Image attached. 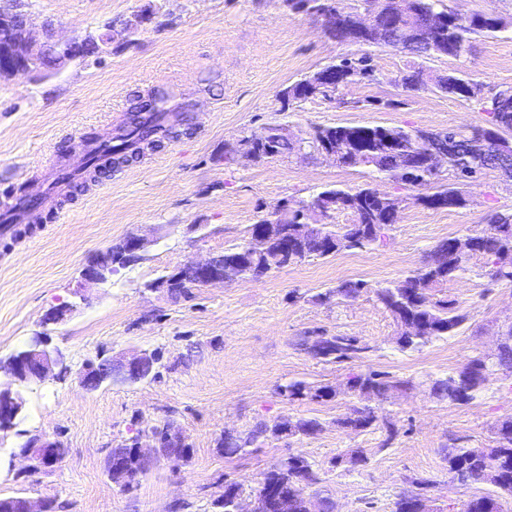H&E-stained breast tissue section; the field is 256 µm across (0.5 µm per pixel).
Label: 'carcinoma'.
Listing matches in <instances>:
<instances>
[{
	"label": "carcinoma",
	"instance_id": "cac0c4a2",
	"mask_svg": "<svg viewBox=\"0 0 512 512\" xmlns=\"http://www.w3.org/2000/svg\"><path fill=\"white\" fill-rule=\"evenodd\" d=\"M448 14V22L438 35L428 39L421 33L429 25L431 15ZM352 26L351 13L336 12L335 27L328 30L330 38L340 42L347 38ZM373 27L382 28L380 44L398 50L412 58H431L437 50L445 57L461 60L467 58L474 36H490L504 28L502 19L490 13L459 15L448 9L444 0H414L413 13L399 16L394 3L382 0ZM327 75L322 90L299 80L292 84V101L305 102L320 97L336 100L341 91L362 78L372 76L370 58L343 59L321 68ZM402 85L408 91L426 88L424 70L411 66L402 76ZM483 83L462 73L448 74L446 93L462 101H477L487 113L484 127L446 129L423 132L421 129L386 127L381 125H337L316 128L314 139L301 143L286 136L280 138L272 157L306 150L317 155L325 145L337 144L345 149L360 152L371 151L368 170L371 178H387L413 188L430 190L428 196L445 200V209L461 208L467 199L461 186L472 181L486 169H496L512 178V150L496 142V139L512 133V89L502 90L490 98L482 95ZM189 127L187 109L183 103H172L166 91L156 88L147 94L135 92L128 99L127 119L122 132L114 138L101 140V154L89 153L84 157L82 176L71 183L75 191L82 189L89 175L102 174L122 164L135 161L144 148H159L164 140ZM441 144L448 158L450 182L424 165L429 138ZM308 203L319 209L326 222L307 228L297 223V215L284 214V223L297 240L288 249V264L294 265L307 258H325L340 251H363L384 242L387 231L397 223L400 209L383 205L375 189L367 183L356 189L325 188L312 195ZM346 210L353 216L350 224H333L338 211ZM497 224V236L485 240L481 236H451L440 240L430 251L420 268L386 286L369 289L362 280L344 281L324 293L318 299L354 300L370 290L392 315L397 326V344L403 350H415L433 340L453 335L467 320L463 312L451 300H435L430 291L469 270L470 260L480 255L489 265L491 275L498 281L512 283V213L493 215ZM279 244H271L268 252L251 256L245 245L224 250V260H237L242 264V278L255 275L256 270L270 272L283 268L278 259ZM323 353L320 358L333 362H351L363 357L368 346L357 339L341 334L317 337ZM497 366L512 372V324L505 331V339L493 358L478 357L470 360L461 370L437 379L432 385V395L454 404H467L483 388L488 371ZM401 382L385 372L365 371L348 377L350 393L365 402L338 425L350 433H359L372 427L379 419L370 402L382 400ZM281 394L289 400L326 401L336 397V389L328 385L292 381L281 387ZM321 429L315 418H288L272 423L261 422L248 431L224 434L219 438L218 449L228 458L240 455L247 447L261 439L282 437H310ZM448 462V473L461 485L489 484L495 493L473 497L463 505L462 512H504L503 501L512 500V419L502 422L497 431V445L493 448H469L453 442L442 449ZM151 460L139 456L132 446L120 445L112 449V475L109 480L119 484L126 478L143 473L150 468ZM319 482L311 462L303 457L280 461L269 470L260 489L271 488L266 494L265 512H303L307 490ZM242 493L236 482L224 486V497L212 502L214 512H233V501ZM428 507V499L421 493L408 503L401 498L395 512H421Z\"/></svg>",
	"mask_w": 512,
	"mask_h": 512
}]
</instances>
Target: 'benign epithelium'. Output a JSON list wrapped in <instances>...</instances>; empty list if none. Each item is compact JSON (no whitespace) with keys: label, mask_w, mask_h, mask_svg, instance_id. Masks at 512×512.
I'll return each mask as SVG.
<instances>
[{"label":"benign epithelium","mask_w":512,"mask_h":512,"mask_svg":"<svg viewBox=\"0 0 512 512\" xmlns=\"http://www.w3.org/2000/svg\"><path fill=\"white\" fill-rule=\"evenodd\" d=\"M9 31L8 41L0 46V77L10 79L25 76L43 70L41 64L45 54L53 55L57 63L64 65L84 58L82 50L83 40L74 37L69 40H60L56 36L54 25L47 21L42 26L41 38L32 35L31 22L28 13L20 6L8 9L0 8V27ZM288 132L285 127L277 130L270 128L259 134H253L252 140L247 144H238V149L232 152L233 157H242L250 162L256 160L254 153L257 147H269L279 139L280 134ZM280 207L290 212L298 209L304 213L305 223L323 222L324 217L319 210L310 204H301L295 208L284 201ZM266 232L255 233L250 236L247 243L248 251L262 254L272 239L281 236L288 237V230L274 219L263 221ZM148 241L146 238L131 234L119 243L111 246L105 252L93 256L82 272V279L89 284H105L113 273V266L121 263H132L140 259ZM185 271L193 275V285L202 288L213 284H224L238 279L237 269L233 265H224L222 252H212L207 258L196 261L190 260L172 269L166 277L155 279L145 285L149 291L171 292L177 280ZM77 309L74 303H63L56 307L40 322V329L35 331L29 342L20 353H13L7 359L0 360V373L4 372L10 377V382L0 383V428L6 430L21 417L24 400L16 389L21 383L43 382L49 377H59L71 373L66 354L59 348L48 349L45 337L56 332L66 324ZM105 359L103 365L94 363L85 364L76 372L80 386L89 391L91 388H100L112 385V369L119 370L130 383L141 382L148 379L153 371L157 358L155 354L146 350H135L119 357L98 355ZM150 444L145 445L141 438H135L134 447L141 456L159 458L156 449L169 444L174 448H186V438L182 431L176 428H164L160 431L151 430L147 434ZM67 454L64 443L57 439H50L43 434H30L22 448H13L9 453L11 470L15 479H27L48 472L60 463ZM18 512H51L53 499L43 497L31 499L20 497L14 500Z\"/></svg>","instance_id":"1"}]
</instances>
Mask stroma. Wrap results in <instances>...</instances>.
Masks as SVG:
<instances>
[{
  "mask_svg": "<svg viewBox=\"0 0 512 512\" xmlns=\"http://www.w3.org/2000/svg\"><path fill=\"white\" fill-rule=\"evenodd\" d=\"M33 32L53 21L59 38L98 35L115 22L114 39L98 54L59 72L0 79V208L26 191L43 196L29 180L49 163L82 162L84 134L117 133L132 92L154 88L189 105L194 132L145 151L133 165L103 175L81 193L41 209L17 246L0 243V357L21 348L42 315L76 301L81 271L96 253L128 234L147 239L144 258L90 286L89 304L52 337L73 369L100 353L158 352L156 378L86 391L76 378L22 386L26 410L13 431L0 432V449L18 434L42 432L62 440L66 459L49 473L15 480L0 461V494L54 497L68 512H213L229 482L242 484L250 501L265 473L289 456L307 458L319 474L318 497L333 512H393L415 479L434 480L428 495L435 512H460L486 484L453 480L443 448L461 439L471 448L495 444L500 424L512 418V374L492 370L478 396L465 405L439 401L432 381L461 369L473 357L495 353L499 334L512 323V285L495 282L482 256L467 274L434 289L455 300L468 319L459 332L417 351H400L396 324L370 292L354 300L319 301V293L346 280L371 285L400 279L422 266L441 239L488 235L494 212L512 211V180L485 170L465 190L467 204L430 210L416 189L377 181L380 192L402 198L400 219L384 243L367 251H342L306 260L259 279L192 289L174 299L145 290L161 273L208 253L238 245L250 225L270 217L283 200L309 199L324 186L357 188L364 169L341 167L319 155L292 154L261 163H221L225 145L269 125L289 126L301 138L317 126L383 125L443 130L485 125L477 103L436 91L408 93L400 77L410 57L385 47L362 48L328 37L322 20L291 13L283 0H21ZM452 11L492 13L506 27L479 36L467 57L468 72L484 96L512 87V0H446ZM151 24L125 33L121 24L141 11ZM368 55L374 80L349 86L341 100L314 98L281 111L278 92L332 61ZM313 331L352 336L368 351L355 363L323 362L300 344ZM375 370L403 380L376 404L398 432L380 426L359 434L340 419L359 406L342 386L349 374ZM292 380L338 388L328 401H291L280 385ZM318 418L323 427L302 439L267 440L232 459L217 449L224 432L261 420ZM174 421L187 436L192 457L176 468L164 461L142 474L135 493L114 485L105 472L111 447L138 432ZM359 467L344 461L354 450Z\"/></svg>",
  "mask_w": 512,
  "mask_h": 512,
  "instance_id": "stroma-1",
  "label": "stroma"
}]
</instances>
